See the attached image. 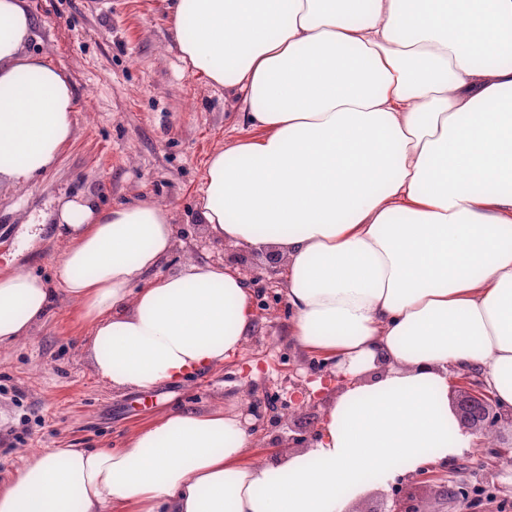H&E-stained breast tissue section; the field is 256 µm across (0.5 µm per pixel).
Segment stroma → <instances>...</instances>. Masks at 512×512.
Instances as JSON below:
<instances>
[{
    "label": "stroma",
    "instance_id": "stroma-1",
    "mask_svg": "<svg viewBox=\"0 0 512 512\" xmlns=\"http://www.w3.org/2000/svg\"><path fill=\"white\" fill-rule=\"evenodd\" d=\"M33 19L27 46L67 73L76 100L74 135L57 165L23 187L0 186V271L23 267L50 277L63 244L51 230L21 247L25 224L77 194L110 205L148 197L168 207L178 242L158 268L168 275L195 263H221L244 274L253 292V329L220 367L149 391L118 392L93 371L90 331L76 301L58 295L51 316L30 336L0 347V482L24 456L48 448H119L137 430L181 409L242 411L254 434L248 459L270 458L289 438L317 428L332 366L290 334L284 265L271 253L209 238L196 203L209 155L258 137L240 97L190 72L173 41L163 0H116L111 12L88 0H23ZM321 391H312L313 381ZM22 393L14 405L10 390ZM26 430L23 442L12 433ZM512 429L493 444L431 469L420 493L427 512H464L438 497L448 484L485 493L475 512H512V465L496 461Z\"/></svg>",
    "mask_w": 512,
    "mask_h": 512
}]
</instances>
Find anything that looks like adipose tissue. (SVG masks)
Listing matches in <instances>:
<instances>
[{
  "mask_svg": "<svg viewBox=\"0 0 512 512\" xmlns=\"http://www.w3.org/2000/svg\"><path fill=\"white\" fill-rule=\"evenodd\" d=\"M191 72L233 84L259 137L208 163L198 218L286 263L290 331L340 384L308 447L247 462L236 414H165L120 448L29 454L0 512H348L372 488L473 451L448 383L478 375L512 409V0H168ZM0 0V184L53 168L74 131L64 70L26 52ZM51 280L0 274V345L56 293L91 329L113 390L223 365L252 329L231 267L155 270L174 249L150 198L60 200Z\"/></svg>",
  "mask_w": 512,
  "mask_h": 512,
  "instance_id": "ef3b65f1",
  "label": "adipose tissue"
}]
</instances>
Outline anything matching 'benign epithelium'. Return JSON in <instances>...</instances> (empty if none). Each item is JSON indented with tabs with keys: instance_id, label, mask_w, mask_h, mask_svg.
<instances>
[{
	"instance_id": "1",
	"label": "benign epithelium",
	"mask_w": 512,
	"mask_h": 512,
	"mask_svg": "<svg viewBox=\"0 0 512 512\" xmlns=\"http://www.w3.org/2000/svg\"><path fill=\"white\" fill-rule=\"evenodd\" d=\"M454 414L460 425L484 437H490L500 426H512V411L498 406L483 386L472 375H461V386L453 403ZM418 478H407L392 488V506L388 512H428L416 494Z\"/></svg>"
}]
</instances>
